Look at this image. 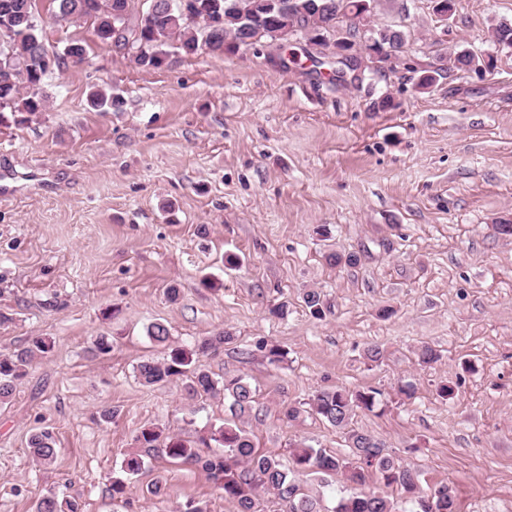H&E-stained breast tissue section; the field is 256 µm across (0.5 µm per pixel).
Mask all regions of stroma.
<instances>
[{
    "instance_id": "1",
    "label": "stroma",
    "mask_w": 512,
    "mask_h": 512,
    "mask_svg": "<svg viewBox=\"0 0 512 512\" xmlns=\"http://www.w3.org/2000/svg\"><path fill=\"white\" fill-rule=\"evenodd\" d=\"M37 19L50 53L72 38L90 49L46 78L45 112L0 119V353L54 343L0 404V512H35L52 493L82 512H177L190 500L236 512L201 465L158 449L124 500L111 490L142 429L194 441L223 426V397L192 400L136 373L222 331L232 343L201 364L255 388L238 425L259 452L348 455L309 401L374 388L377 407L353 423L415 468L423 491L452 486L458 512H512V236L497 230L512 223V54L428 90L410 74L458 47L493 51L491 26L512 22V0H459L445 23L431 0H384L374 22L407 33L408 66L341 88L309 61L278 67L262 47L142 69L91 26L58 21L50 0ZM95 87L122 107L91 108ZM385 96L393 104L379 108ZM229 253L238 267L225 266ZM310 290L322 318L303 303ZM282 303L287 315H273ZM155 322L168 344L148 338ZM100 336L105 357L92 353ZM261 340L285 359L269 363ZM424 345L437 362L418 365ZM36 428L56 440L46 467L27 447ZM156 482L165 494H150Z\"/></svg>"
}]
</instances>
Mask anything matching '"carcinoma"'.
<instances>
[{
    "label": "carcinoma",
    "instance_id": "carcinoma-1",
    "mask_svg": "<svg viewBox=\"0 0 512 512\" xmlns=\"http://www.w3.org/2000/svg\"><path fill=\"white\" fill-rule=\"evenodd\" d=\"M36 0H0V24L7 23L15 31L9 45H0V59L10 55L8 70L11 81L0 84V115L26 116L44 111L46 96L43 84L48 74L41 62L44 39L39 25L35 24L33 3ZM169 9L154 12L145 10L135 15L134 0H52L56 14L62 20L76 25L91 21L93 31L101 44L115 48L136 67L157 68L166 60L168 49L173 48L183 56L207 52L222 57L234 54L241 47L256 44L279 45L286 51L292 47L293 33L309 30L315 37H336L337 12L342 8L358 9L363 0H196L199 20H188L181 15L177 0H171ZM122 17L123 31L115 35L112 13ZM219 23L210 25L207 18ZM387 40L384 47L401 57L407 46L404 31L385 28ZM494 46L512 52V29L499 22L491 27ZM88 55V44L82 39L68 41L56 68H61L68 58L82 62ZM458 71L484 67L495 68L494 56H477L463 50L455 56ZM88 101L94 108H118L122 101L105 88L92 90ZM303 301L310 315L320 318L324 314L321 294L309 291ZM233 340L228 333H219L202 339L193 348L175 346L161 361H144L137 366V374L145 385L180 382L192 399H203L224 394L232 415L239 417L252 412L256 390L242 377L219 381L202 368L200 357ZM255 348L272 364L281 362L285 352L265 341ZM53 349V343L44 338L33 341L32 346L8 353H0V402L8 400L17 381L23 379L29 366ZM380 392L374 388L350 391L324 390L311 400L312 409L330 425L346 432L350 454L342 457L322 448L298 447L293 449L291 466H284L278 459L258 453L251 438L236 423L227 421L224 427L211 435V440L224 448V454L204 456L201 448L178 435L162 436L152 428H144L136 437L142 448H154L163 442L167 457L185 462L200 463L219 481L224 499L234 502L238 512H262L258 509L259 493L272 494L283 512H323L320 499L301 491L295 475L300 472L341 473L345 479L360 487V491L342 496L335 501L330 512H399L397 506L381 488L366 487L365 468L371 467L378 479L387 487L397 485L409 496L414 505L409 512H456L455 500L448 499L445 486L425 495L418 486V474L409 467L396 463L382 449L369 443L370 436L353 427L357 408L372 410L379 402ZM28 448L33 457L43 465L56 459L57 448L52 433L43 428L33 431L28 438ZM144 466L143 455L132 451L122 462L125 478L112 481V497L123 496L127 480L137 475ZM35 512H80L76 501L55 493L39 499Z\"/></svg>",
    "mask_w": 512,
    "mask_h": 512
}]
</instances>
